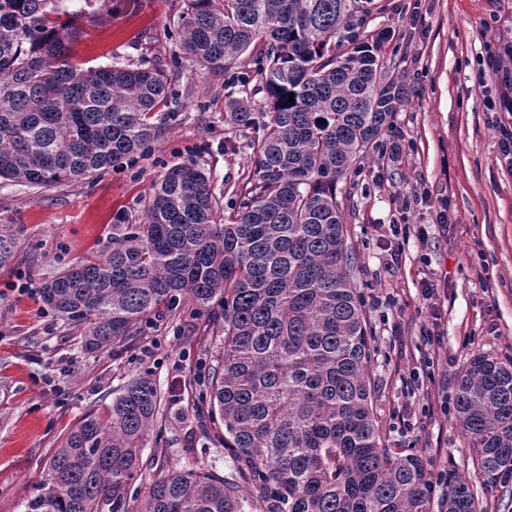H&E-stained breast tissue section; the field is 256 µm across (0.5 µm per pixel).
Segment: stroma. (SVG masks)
Returning a JSON list of instances; mask_svg holds the SVG:
<instances>
[{"label": "stroma", "instance_id": "stroma-1", "mask_svg": "<svg viewBox=\"0 0 512 512\" xmlns=\"http://www.w3.org/2000/svg\"><path fill=\"white\" fill-rule=\"evenodd\" d=\"M185 0H112V11L83 21L74 63L96 68L144 64L166 71L175 95L163 107L165 131L149 154L73 184L49 188L0 180V225L18 227L12 261L0 267V512H25L44 468L79 420L102 413L114 391L150 376L161 392L162 436L148 439L130 484L145 494L159 470L228 471L197 422L202 363H215L220 338L181 313L147 327L120 357L85 352L79 330L50 316L41 284L112 245L116 213L137 220L170 166L187 159L210 171L219 208L248 175L246 140L224 124L236 85L182 59L175 34ZM368 27L389 29L381 53L408 96L354 178L337 198L373 329L375 408L391 447L422 451L432 471L473 472V450L455 420L457 376L475 354L512 359V159L499 150L512 112L489 62L496 45L512 44V0H373ZM402 152L392 158V134ZM449 204V225L437 214ZM411 235L402 238L401 225ZM438 285L439 371L431 399L413 393L409 374L425 350L421 284Z\"/></svg>", "mask_w": 512, "mask_h": 512}]
</instances>
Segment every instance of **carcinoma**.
Instances as JSON below:
<instances>
[{"label": "carcinoma", "instance_id": "obj_1", "mask_svg": "<svg viewBox=\"0 0 512 512\" xmlns=\"http://www.w3.org/2000/svg\"><path fill=\"white\" fill-rule=\"evenodd\" d=\"M110 0H0V179L78 183L140 158L164 131L148 116L172 95L164 70L71 62L75 22ZM180 48L220 76L246 56L267 110L232 98L224 124L255 132L253 174L214 221L212 174L186 160L155 185L137 223L118 215L112 250L43 284L89 352L115 355L142 324L189 303L222 352L206 377V437L230 472L171 471L140 512H430V460L390 447L374 412L371 331L353 281L336 185L390 127L405 84L383 71L388 32L367 30L371 0H186ZM294 100H289V97ZM18 245L0 227V264ZM456 420L484 485L512 472V362L473 355L457 377ZM162 418L149 377L85 416L49 459L25 512H130L128 490ZM455 475L443 512H478Z\"/></svg>", "mask_w": 512, "mask_h": 512}]
</instances>
